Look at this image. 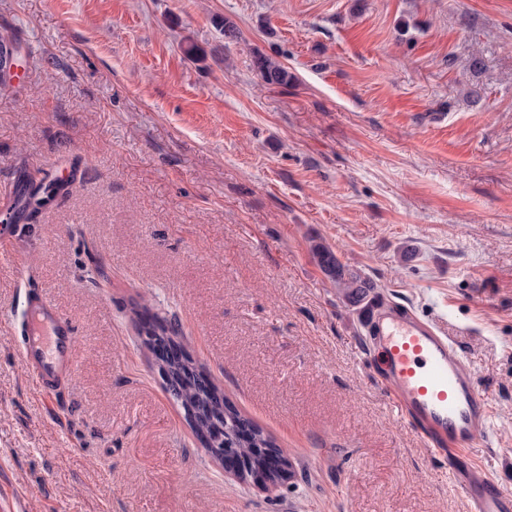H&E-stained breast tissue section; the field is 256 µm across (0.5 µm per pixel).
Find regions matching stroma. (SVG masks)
I'll return each mask as SVG.
<instances>
[{
  "label": "stroma",
  "mask_w": 512,
  "mask_h": 512,
  "mask_svg": "<svg viewBox=\"0 0 512 512\" xmlns=\"http://www.w3.org/2000/svg\"><path fill=\"white\" fill-rule=\"evenodd\" d=\"M1 35L0 213L19 180L71 185L0 223V512H469L314 238L460 351L493 409L476 459L512 491V0H0ZM35 292L78 339L50 397L20 351ZM155 317L293 478L205 453ZM255 63L261 78L268 85H287L292 79L287 68L264 55L259 54ZM146 327H153L157 336H145L146 340L151 342V345H155V362L162 363V360H171L174 357L180 356L181 352L176 348H173L169 342L164 339L161 340L158 336H172L174 339L177 338V330L175 326L166 321L153 319L152 322H146L144 329Z\"/></svg>",
  "instance_id": "35a3bbf8"
}]
</instances>
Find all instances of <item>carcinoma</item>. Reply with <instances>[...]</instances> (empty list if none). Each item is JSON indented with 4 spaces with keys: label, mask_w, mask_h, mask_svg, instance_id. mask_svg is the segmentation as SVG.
Listing matches in <instances>:
<instances>
[{
    "label": "carcinoma",
    "mask_w": 512,
    "mask_h": 512,
    "mask_svg": "<svg viewBox=\"0 0 512 512\" xmlns=\"http://www.w3.org/2000/svg\"><path fill=\"white\" fill-rule=\"evenodd\" d=\"M256 67L268 85H286L292 79L287 68L264 55L256 57ZM29 186L32 190L27 193L22 208L13 211L16 220L34 218L66 189V185L56 179H43L38 183L31 181ZM311 253L321 272L349 305L357 307L370 296H379L378 285L343 264L329 246L316 241L311 245ZM166 371L171 379L166 389L180 402L182 409L190 405L199 406L200 413L189 421L194 433L198 435L212 427L222 429L224 447L233 451L242 449L250 457L253 471H264L265 458L254 453V449L276 447L272 438L230 405L221 389L192 360H172L166 364Z\"/></svg>",
    "instance_id": "1"
}]
</instances>
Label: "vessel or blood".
Masks as SVG:
<instances>
[{"instance_id":"1","label":"vessel or blood","mask_w":512,"mask_h":512,"mask_svg":"<svg viewBox=\"0 0 512 512\" xmlns=\"http://www.w3.org/2000/svg\"><path fill=\"white\" fill-rule=\"evenodd\" d=\"M29 317L22 358L52 395L75 374L77 338L71 323L43 297L31 299ZM364 324L381 351L387 397L427 446L447 454L448 477L470 512H512V494L473 458L492 410L454 345L383 300L369 307Z\"/></svg>"}]
</instances>
